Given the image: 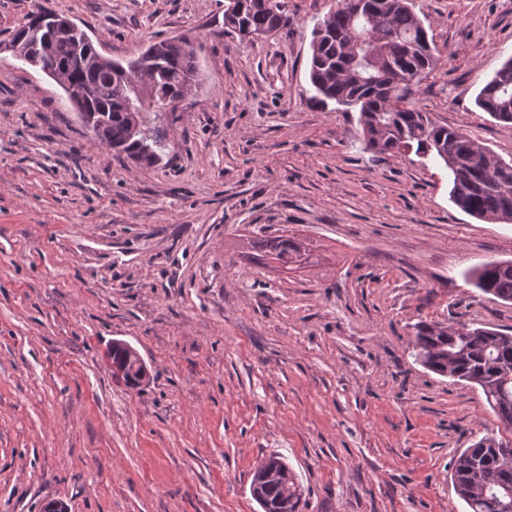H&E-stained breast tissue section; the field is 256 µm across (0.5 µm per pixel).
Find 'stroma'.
Segmentation results:
<instances>
[{"mask_svg": "<svg viewBox=\"0 0 512 512\" xmlns=\"http://www.w3.org/2000/svg\"><path fill=\"white\" fill-rule=\"evenodd\" d=\"M288 28L224 30V0H48L106 57L194 39L200 82L148 114L159 164L96 143L10 49L33 0H0V512H261L286 459L303 512H465L457 455L504 434L482 391L415 363L419 322L512 335L467 282L512 260V224L448 198V172L363 151L357 112L310 102L312 30L338 0H283ZM442 54L413 104L512 159L475 105L512 57V0H414ZM295 235L280 271L254 242ZM137 350L133 388L108 363ZM270 473L272 475L266 477ZM258 476H261L259 483L254 485ZM299 488L296 476L279 456L266 459L255 471L250 484L253 498L260 506L263 503L268 507L270 512H301L303 494L298 493Z\"/></svg>", "mask_w": 512, "mask_h": 512, "instance_id": "stroma-1", "label": "stroma"}]
</instances>
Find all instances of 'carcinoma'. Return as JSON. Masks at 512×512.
Listing matches in <instances>:
<instances>
[{
    "instance_id": "1",
    "label": "carcinoma",
    "mask_w": 512,
    "mask_h": 512,
    "mask_svg": "<svg viewBox=\"0 0 512 512\" xmlns=\"http://www.w3.org/2000/svg\"><path fill=\"white\" fill-rule=\"evenodd\" d=\"M291 18L280 0L259 6L255 0H224V28L246 36H272ZM324 34L311 43L308 62L313 100L329 101L359 112L363 150L403 155L413 152L448 169L451 202L487 223H512V160L496 156L472 136L438 124L408 102L411 86L439 61L428 32L414 11L413 0H339L315 23ZM25 58L51 61V78L67 95L76 94L90 112L101 114L94 137L101 144L134 158L139 136L125 112L130 80L149 84L174 96H188L195 84L185 77L198 71L196 53L168 40L158 42L157 55L140 54L125 63L99 62L92 44L75 51L71 39L52 27L34 30L27 22L11 39ZM78 62L70 63L74 53ZM476 105L493 119L512 124V58L504 61L481 88ZM263 255L286 267L301 256L302 242L279 235L255 244ZM466 278L481 292L512 302V260L487 261ZM416 362L454 381L479 386L504 428L512 430V340L490 327L439 323L416 325ZM512 440L488 432L464 449L453 467V488L466 512H501L497 490L512 487V454L498 451ZM253 498L270 512H302L303 494L288 464L272 456L257 468Z\"/></svg>"
}]
</instances>
